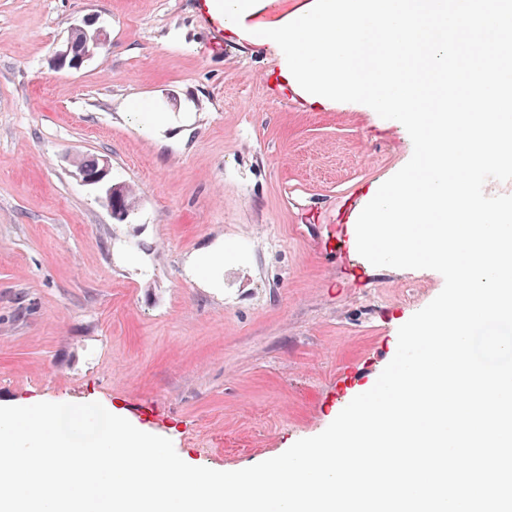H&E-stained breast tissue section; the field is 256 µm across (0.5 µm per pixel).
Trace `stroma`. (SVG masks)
<instances>
[{
	"mask_svg": "<svg viewBox=\"0 0 512 512\" xmlns=\"http://www.w3.org/2000/svg\"><path fill=\"white\" fill-rule=\"evenodd\" d=\"M83 21L108 47L57 69ZM412 153L395 121L302 100L197 0H0V405H110L217 471L320 434L444 286L345 270L333 236L342 196ZM85 156L133 188L127 219ZM99 159L98 158H86L81 161L79 164L82 168H84L89 173H94L99 168ZM78 167L79 176L81 179V182L84 185L93 186L96 188L100 193L102 198L105 200L107 206L109 207L111 214H113L114 217L118 219H124L128 216V212H119V211H113L112 212V195L119 190V188L123 187V185L119 184H112V181L108 178L109 175V168L108 166H103L96 175L94 176H87L84 172V170L81 167ZM124 186L122 188V194L119 196L116 200V204L120 208H126L128 206H133V191L131 188Z\"/></svg>",
	"mask_w": 512,
	"mask_h": 512,
	"instance_id": "1",
	"label": "stroma"
}]
</instances>
